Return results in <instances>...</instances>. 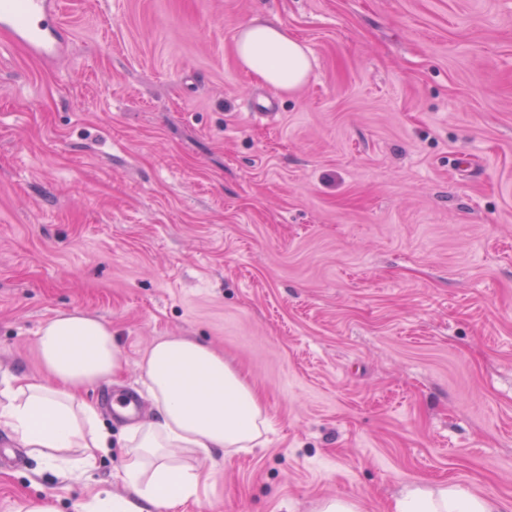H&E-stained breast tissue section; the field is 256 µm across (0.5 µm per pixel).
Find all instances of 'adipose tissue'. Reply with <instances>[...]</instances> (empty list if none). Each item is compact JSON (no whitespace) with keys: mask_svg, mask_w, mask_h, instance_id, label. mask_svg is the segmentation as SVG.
Wrapping results in <instances>:
<instances>
[{"mask_svg":"<svg viewBox=\"0 0 512 512\" xmlns=\"http://www.w3.org/2000/svg\"><path fill=\"white\" fill-rule=\"evenodd\" d=\"M235 51L242 69L284 93L299 89L312 68L307 47L287 28L257 17L240 28ZM35 346L45 376L0 379V429L46 470L77 482L112 446L100 406L83 393L117 375L119 349L109 326L77 310L47 320ZM142 368L155 414L124 429L126 460L114 478L125 491L95 495L81 512H166L194 498L207 479L183 453L207 460L253 448L269 424L253 388L206 343L156 341ZM392 512H512V503L447 482L403 489Z\"/></svg>","mask_w":512,"mask_h":512,"instance_id":"1","label":"adipose tissue"}]
</instances>
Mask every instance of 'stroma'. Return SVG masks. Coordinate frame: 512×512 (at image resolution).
Here are the masks:
<instances>
[{"mask_svg": "<svg viewBox=\"0 0 512 512\" xmlns=\"http://www.w3.org/2000/svg\"><path fill=\"white\" fill-rule=\"evenodd\" d=\"M313 67L273 91L253 17ZM64 55L0 44V371L42 324H108L114 381L209 344L262 398L250 451L171 512H391L406 484L512 502V0H64ZM0 463V512L118 491ZM235 51L242 69L279 92L299 89L312 68L309 50L287 28L257 17L240 28Z\"/></svg>", "mask_w": 512, "mask_h": 512, "instance_id": "obj_1", "label": "stroma"}]
</instances>
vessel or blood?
Returning <instances> with one entry per match:
<instances>
[{
    "label": "vessel or blood",
    "instance_id": "1",
    "mask_svg": "<svg viewBox=\"0 0 512 512\" xmlns=\"http://www.w3.org/2000/svg\"><path fill=\"white\" fill-rule=\"evenodd\" d=\"M66 34L60 0H0V37L30 56L57 59Z\"/></svg>",
    "mask_w": 512,
    "mask_h": 512
}]
</instances>
